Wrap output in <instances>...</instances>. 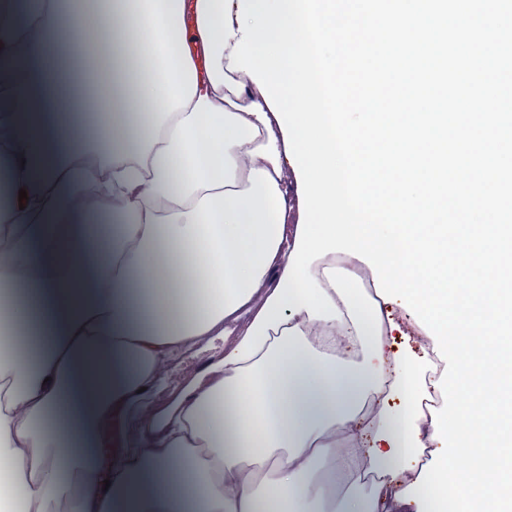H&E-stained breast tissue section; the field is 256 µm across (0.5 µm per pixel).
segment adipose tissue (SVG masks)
<instances>
[{"label":"adipose tissue","instance_id":"adipose-tissue-1","mask_svg":"<svg viewBox=\"0 0 512 512\" xmlns=\"http://www.w3.org/2000/svg\"><path fill=\"white\" fill-rule=\"evenodd\" d=\"M238 11L0 0V496L21 512H426L432 339L344 253L310 267L341 319L272 299L297 226L283 132L228 68ZM190 349L207 361L159 405Z\"/></svg>","mask_w":512,"mask_h":512}]
</instances>
